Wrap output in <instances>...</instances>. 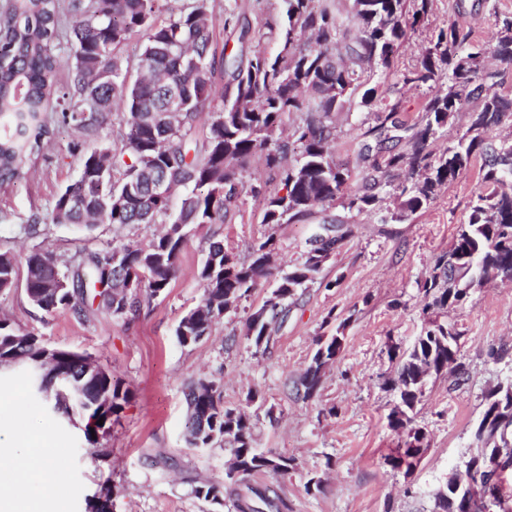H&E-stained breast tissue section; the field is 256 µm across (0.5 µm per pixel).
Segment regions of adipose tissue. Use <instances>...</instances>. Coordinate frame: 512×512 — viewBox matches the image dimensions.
I'll return each mask as SVG.
<instances>
[{
    "mask_svg": "<svg viewBox=\"0 0 512 512\" xmlns=\"http://www.w3.org/2000/svg\"><path fill=\"white\" fill-rule=\"evenodd\" d=\"M22 404L12 385L0 387V512H36L25 495L22 480L27 468H35L39 479L57 485L54 462L61 448L58 440L19 424Z\"/></svg>",
    "mask_w": 512,
    "mask_h": 512,
    "instance_id": "1",
    "label": "adipose tissue"
}]
</instances>
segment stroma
<instances>
[{
  "label": "stroma",
  "mask_w": 512,
  "mask_h": 512,
  "mask_svg": "<svg viewBox=\"0 0 512 512\" xmlns=\"http://www.w3.org/2000/svg\"><path fill=\"white\" fill-rule=\"evenodd\" d=\"M278 10L279 0L215 2L218 20L245 14L259 48L272 54L279 44L266 23ZM499 16H512V0H432L425 23L403 43L393 73H365L364 87L400 101L401 121L418 122L431 94L404 86L398 74L420 62L429 31L453 23L470 31L473 44L483 45ZM373 123L371 108L357 97L336 115L333 153L357 183L365 170L359 145ZM82 144L77 131L56 126L24 178L0 190V252L24 254L38 248L69 263L121 241H148L161 232L158 224L81 229L47 223L37 234L27 233L30 217L46 215L53 195L77 178ZM483 163L482 157H472L427 209L389 224L381 222L379 212L339 206L315 209L273 231L263 222L261 198L243 192L226 224L193 230L177 277L128 320L102 310L85 321L65 310L47 315L30 304L24 288L0 293V316L49 346L92 356L132 391L94 455L80 414L51 413L43 396L30 387L23 367H0V379L18 381L29 424L56 436L62 448L60 490L45 487L31 474L25 480L29 497L42 503L59 499L64 512H84L86 497L109 478L123 488L116 512H212L192 489L223 479L231 451L221 444L197 449L185 442V392L206 377L221 383L225 406L251 415L256 448L293 459L288 475L259 473L251 481L269 497L283 499L288 512H432L435 490L452 468L476 452L473 431L485 393L512 379V354L500 361L489 356L493 348L512 351V284L495 281L473 289L466 303L451 312L461 333L460 368L431 378L412 414L414 424L428 430L429 446L409 476L385 461L393 448L402 446L404 435L388 426L395 397L383 382L394 371L389 346L410 348L421 330L424 300L418 283L447 250L471 200L482 191ZM329 222L349 229L350 235L316 279L299 291L267 349H255L244 335L246 318L269 297L272 281L266 277L213 326L210 336L192 346L179 344L175 327L202 297L197 270L210 236L244 260L252 243L276 232L279 262L287 269L302 259L310 236ZM339 328L344 347L326 368L319 394L304 398L297 381L316 341ZM313 478L321 480V490L309 488Z\"/></svg>",
  "instance_id": "stroma-1"
}]
</instances>
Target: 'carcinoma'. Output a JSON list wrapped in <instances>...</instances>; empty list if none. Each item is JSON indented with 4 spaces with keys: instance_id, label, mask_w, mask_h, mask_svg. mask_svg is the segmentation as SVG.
Here are the masks:
<instances>
[{
    "instance_id": "cac0c4a2",
    "label": "carcinoma",
    "mask_w": 512,
    "mask_h": 512,
    "mask_svg": "<svg viewBox=\"0 0 512 512\" xmlns=\"http://www.w3.org/2000/svg\"><path fill=\"white\" fill-rule=\"evenodd\" d=\"M280 15L267 24L280 49L269 55L255 49L244 59L226 62L213 50L217 19L213 0H182L178 12L159 19L156 0H4L0 6V187L25 175L27 162L40 156L52 125L69 126L94 147L83 152L77 178L55 195L47 219L53 224H155L166 218L168 231L146 244L118 243L91 253L73 265H60L50 252L23 256L0 252V291L17 285L19 266L26 269L29 302L51 314L69 310L78 318L92 313L88 298L116 319L136 316L143 300L164 293L180 269L190 232L200 226L223 224L238 207L242 177L261 159L280 174L282 188L269 192L254 186L265 198L263 223L271 233L250 245V260L242 262L219 240L209 242L198 271L201 301L179 322L180 344L193 345L210 334L224 313L248 297L261 277H274L271 299L285 310L298 289L312 281L319 268L310 265L316 236L308 240L301 262L287 271L270 265L278 254L276 229L307 217L316 208L363 210L379 201V190L397 193V219L430 205L439 190L457 177L472 156L485 157L483 183L489 189L471 201L467 222L458 226L448 250L425 275L424 324L412 347L388 350L395 375L385 386L396 403L389 426L407 430L405 446L386 457L395 469L412 466L421 445L429 442L423 427H412L413 412L426 395L429 380L457 361L460 333L448 313L463 305L474 288L512 272V142L497 141L490 133L512 116V99L492 91L500 73L483 64L485 48L472 47L464 56L470 32L455 25L432 31L420 65L401 72L403 84L438 88L421 121L399 120L401 103L380 102L374 110L370 141L361 145L360 161L368 164L361 186L351 190V171L336 163L329 143L335 138L332 115L361 86L364 66L375 64L386 73L394 66L407 30L427 14L430 0L407 10V0H356L355 28L344 32L336 17L316 10L312 0H279ZM145 36L139 68L128 80L117 49L129 35ZM69 49L66 81L61 44ZM493 55L512 65V18L495 22L489 41ZM486 91L480 107L470 113L469 125L452 146L439 153L428 150L440 130L454 119L475 93ZM122 107L123 144L102 140L108 115ZM291 112H303L302 122L284 128ZM210 116L208 133L199 142L197 124ZM301 145L296 164H288L294 144ZM165 174L172 190H182L177 210L170 201L153 199L150 175ZM132 279L140 288L128 291ZM274 318L245 321V336L255 347L269 345ZM345 341L343 333L317 340L311 364L299 380L303 397L320 390L321 373L336 361ZM41 340L0 318V366L18 361L36 377V390L46 393L53 369L40 360ZM57 369L90 404H99L96 418L85 414L83 434L90 448L117 420L130 389L112 374H104L69 351L60 353ZM52 411L70 414L68 405L51 389ZM190 409L186 443L209 448L232 445V462L224 480L195 486L194 495L224 506L225 492L244 486L266 506L276 502L249 486L261 472L286 475L293 459L264 452L254 445V423L244 411L226 408L220 386L200 379L188 395ZM475 437L485 442L498 436L512 443V381L485 395ZM480 449L473 466L462 470L466 484L493 463ZM435 512H481L466 509L453 490L435 494Z\"/></svg>"
}]
</instances>
